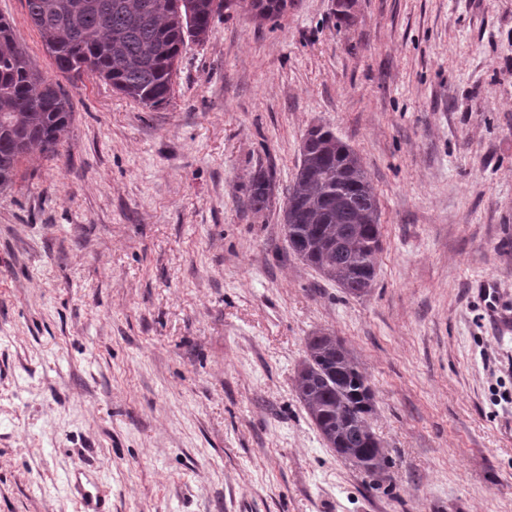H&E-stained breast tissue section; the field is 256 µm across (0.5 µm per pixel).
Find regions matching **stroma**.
I'll use <instances>...</instances> for the list:
<instances>
[{
    "label": "stroma",
    "instance_id": "35a3bbf8",
    "mask_svg": "<svg viewBox=\"0 0 512 512\" xmlns=\"http://www.w3.org/2000/svg\"><path fill=\"white\" fill-rule=\"evenodd\" d=\"M0 17L73 112L0 189V512H77L75 476L112 512H512V0L242 2L158 107L60 72L25 0ZM315 126L379 200L361 297L282 226ZM321 331L374 391L381 477L295 393ZM248 10L255 21L271 20L288 7V0H251L247 1ZM271 192V174L262 167L255 171L249 182L247 204L256 214L267 209Z\"/></svg>",
    "mask_w": 512,
    "mask_h": 512
}]
</instances>
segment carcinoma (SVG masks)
Listing matches in <instances>:
<instances>
[{
  "label": "carcinoma",
  "mask_w": 512,
  "mask_h": 512,
  "mask_svg": "<svg viewBox=\"0 0 512 512\" xmlns=\"http://www.w3.org/2000/svg\"><path fill=\"white\" fill-rule=\"evenodd\" d=\"M31 23L63 73L89 70L125 96L166 103L187 41L204 42L226 0H25ZM252 18L271 20L288 0H249ZM72 118L69 99L35 73L13 25L0 18V189L11 185L31 151L53 154ZM271 174L260 168L247 204L267 209ZM292 251L349 295L372 288L381 249L378 202L357 153L323 127L308 131L283 208ZM296 393L323 439L361 472L384 470L372 430L374 394L343 343L329 333L308 338Z\"/></svg>",
  "instance_id": "cac0c4a2"
}]
</instances>
